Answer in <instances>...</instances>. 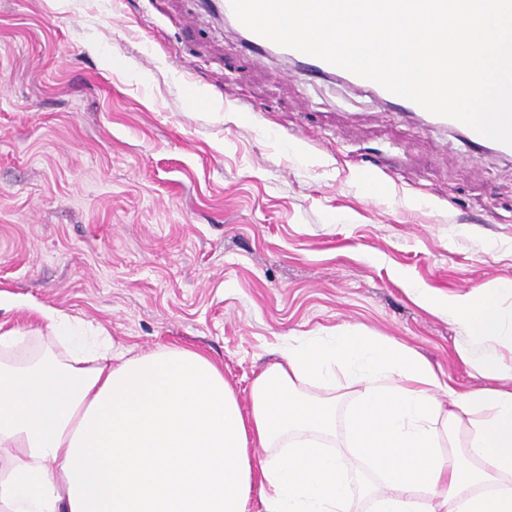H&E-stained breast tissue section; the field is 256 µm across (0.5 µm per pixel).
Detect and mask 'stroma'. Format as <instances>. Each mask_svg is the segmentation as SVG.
I'll list each match as a JSON object with an SVG mask.
<instances>
[{
    "label": "stroma",
    "instance_id": "1",
    "mask_svg": "<svg viewBox=\"0 0 512 512\" xmlns=\"http://www.w3.org/2000/svg\"><path fill=\"white\" fill-rule=\"evenodd\" d=\"M411 281H512V155L252 56L203 0H0L1 330L198 349L244 401L288 337L362 327L483 386Z\"/></svg>",
    "mask_w": 512,
    "mask_h": 512
}]
</instances>
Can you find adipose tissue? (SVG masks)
Here are the masks:
<instances>
[{"label":"adipose tissue","mask_w":512,"mask_h":512,"mask_svg":"<svg viewBox=\"0 0 512 512\" xmlns=\"http://www.w3.org/2000/svg\"><path fill=\"white\" fill-rule=\"evenodd\" d=\"M499 282L423 308L453 318L450 385L413 349L360 328L292 336L242 409L223 368L170 346L125 357L104 330L40 309L68 360L0 333V512H512V310ZM359 386L344 418L339 382ZM265 457L253 463L251 451Z\"/></svg>","instance_id":"obj_1"}]
</instances>
